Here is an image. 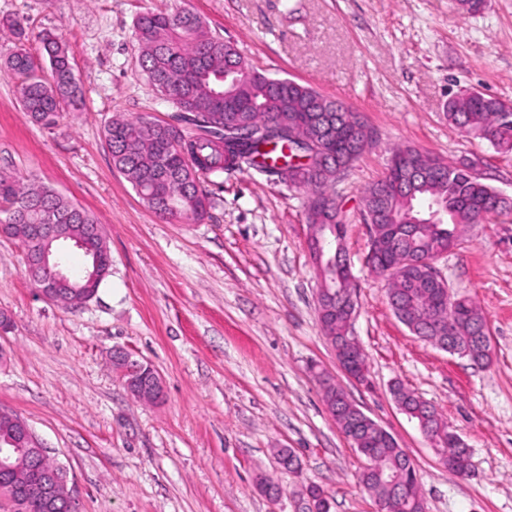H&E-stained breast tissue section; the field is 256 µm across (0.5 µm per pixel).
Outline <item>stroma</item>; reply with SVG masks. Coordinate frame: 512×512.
I'll use <instances>...</instances> for the list:
<instances>
[{
    "mask_svg": "<svg viewBox=\"0 0 512 512\" xmlns=\"http://www.w3.org/2000/svg\"><path fill=\"white\" fill-rule=\"evenodd\" d=\"M184 8L266 74L344 102L378 133L336 184L367 384L341 371L321 330L302 193L235 171L208 184V219L164 221L112 164L102 130L113 115L174 113L138 66L134 21ZM10 19L27 23L32 54L43 31L66 43L86 107L49 128L33 123L0 74V172L93 213L112 257L98 295L65 308L39 295L19 243L0 237V313L11 320L0 334V408L67 466L79 512H305L311 484L332 497V512H376L319 370L394 434L418 467L428 512H512V220L462 228L436 262L451 294L473 298L488 319L492 359L477 369L398 321L386 281L365 264L361 219L363 190L397 145L479 159L485 182L512 196V155L445 112L469 88L512 104V0L476 14L456 0H0V47L16 41ZM116 346L154 365L162 403L131 397L109 362ZM396 382L468 444L470 478L439 463L394 403ZM280 448L295 452L297 470L279 466ZM262 474L281 486L278 499L257 490Z\"/></svg>",
    "mask_w": 512,
    "mask_h": 512,
    "instance_id": "1",
    "label": "stroma"
}]
</instances>
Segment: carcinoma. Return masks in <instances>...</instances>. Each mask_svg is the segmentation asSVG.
I'll return each instance as SVG.
<instances>
[{"label":"carcinoma","mask_w":512,"mask_h":512,"mask_svg":"<svg viewBox=\"0 0 512 512\" xmlns=\"http://www.w3.org/2000/svg\"><path fill=\"white\" fill-rule=\"evenodd\" d=\"M135 30L139 65L149 84L183 121L199 128L187 133L174 124L143 117H116L105 125L113 165L161 219L204 221L208 207L204 183L212 176L248 168L279 177L277 165L257 160L261 144H273L287 161L290 156L284 150L296 151V142L274 133L275 127H293L299 137L315 134L334 156L344 154L354 136L357 124L351 121L354 112L348 107L308 86L259 72L192 11H147L136 18ZM38 40L41 57L17 46L0 52V69L18 81L26 115L51 126L64 110L82 111L84 98L63 41L48 33L38 35ZM446 116L448 123L486 139L497 152L512 154V121L504 120V103L499 99L461 90L448 100ZM228 120L237 124L245 141H229L224 132ZM392 159L401 160V167L367 185L361 199L362 214L375 217L371 228L380 248L372 267L387 277L388 304L398 321L421 340L436 347L445 340L457 355L483 366L489 355L481 337L488 324L481 309L468 297L453 295L451 301H444L442 285L427 280L420 261L454 249L459 244L458 226L512 212V201L499 199L494 188L466 168L447 162L437 167L438 158L414 148L396 147ZM290 188L306 194L309 209L316 204L336 208V178L328 171L302 175ZM51 213L79 234L97 223L93 214L54 189L0 173V226L7 236L32 250L36 225L48 223ZM110 275L111 267L104 264L93 280H70L61 303L67 305L83 294L94 298ZM335 292L336 313L318 319H331L326 331L336 344L360 351L362 347L344 331L342 302L354 295L352 282L336 279ZM320 384L323 401L337 427L350 436L353 448L371 450L369 467L358 475L359 482L386 502L388 512H427L416 467L396 438L377 432L368 416L350 410L346 394L332 378L326 376ZM391 391L419 428L433 431L437 455L451 458L458 453L448 440L447 419L433 405L401 384ZM387 471L413 486V496L393 495L381 477ZM308 490L316 512H331L332 502L322 487L311 485Z\"/></svg>","instance_id":"1"}]
</instances>
